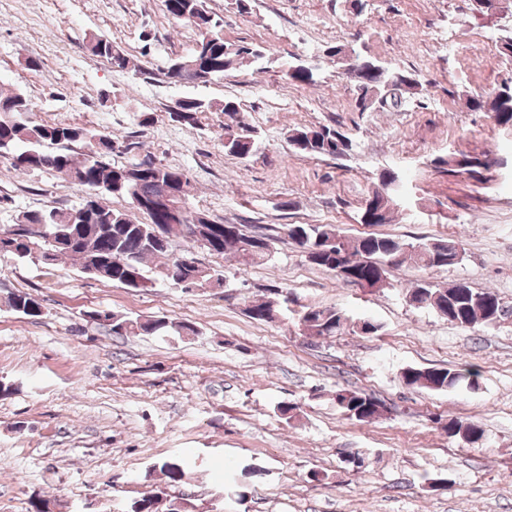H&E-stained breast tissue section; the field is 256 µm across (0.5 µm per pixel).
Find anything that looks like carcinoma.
I'll use <instances>...</instances> for the list:
<instances>
[{"mask_svg": "<svg viewBox=\"0 0 512 512\" xmlns=\"http://www.w3.org/2000/svg\"><path fill=\"white\" fill-rule=\"evenodd\" d=\"M167 12L173 19L191 25L197 35L200 49L187 59H175L168 66L166 77L174 84L196 80L207 84L224 77V73L244 61L263 57L259 47L248 43L224 40L221 22L205 8V0H165ZM90 52L114 67L124 69L130 60L124 50L106 36H95L88 42ZM326 54L346 67L357 88L356 108L370 110L374 98L401 104L399 93L408 90L421 95L423 83L406 70H386L369 61L349 58L341 45L330 46ZM469 108L491 113L495 125L512 131V84H505L491 97L480 95L468 99ZM180 112H169V118L180 124L196 127L204 112H222L236 126L225 127L224 152L240 159H249L258 149L257 131L240 120L241 105L227 98L206 100L196 97L177 102ZM29 99L22 92L0 89V158L19 172L52 171L61 177L75 173L68 183L84 191L82 203L69 209L51 207L21 213L17 223L24 225L26 240L7 245L0 238V253H9L20 260L34 255L48 263L68 257L77 260L82 271L89 270V260L100 258L111 272L98 278L127 288H147L157 282L179 286V279L192 275L194 287L216 288L224 284V275L204 266L185 270L181 257L169 254V247L150 248L147 239L161 229L172 238H182L192 248L199 238L210 237L213 255H230L238 264L251 266L269 257V251H250L255 241H269L261 235H252L241 224H217L204 213L191 211L185 206L190 180L181 169L154 160L142 170L140 164L115 166L112 135L94 128L66 123H34ZM344 136L336 126L320 124L298 127L290 131L288 142L302 143L296 152L314 158H334L337 154H350L352 145L338 148L336 139ZM436 167L460 168V172L473 178L481 176L494 164L489 156L460 151L448 158L432 161ZM398 175L392 171L381 176V187L372 190L361 209L360 223L389 224L396 209L395 186ZM174 184L177 195L173 208L155 212L140 205L159 194L163 187ZM121 197L136 205L146 216L140 221L126 211L112 208L103 202L106 197ZM288 238L308 254L311 263L333 271L340 279L369 292L388 284L389 270L405 263H414L424 270L448 268L463 261L465 248L459 238L417 239L399 241L375 234L352 237L332 224H287ZM410 305L429 308L449 322L462 327L478 324L492 325L509 316L500 297L490 289L475 290L465 282L448 288H439L429 282H420L408 293ZM8 306L16 313L34 318L42 313L41 303L29 293L15 292L8 296ZM248 317L258 322H271L278 312L271 300L255 301L245 309ZM99 324L108 326L112 334L137 336L144 334L174 333L178 336H197L199 328L187 322H173L165 317L130 318L107 312ZM347 317L335 308L305 306L299 315V327L310 338L325 339L345 328ZM406 385L430 393H445L463 385L474 389L479 385V372L472 368L408 367L402 372ZM372 396L350 390L336 392V406L350 419L360 423H373L376 416L371 410ZM448 437H461L474 444L483 436L475 423L467 425L449 420L445 426ZM160 470L167 484H180L188 475L182 460L164 461ZM159 494L144 495L128 505L127 512H158Z\"/></svg>", "mask_w": 512, "mask_h": 512, "instance_id": "1", "label": "carcinoma"}]
</instances>
